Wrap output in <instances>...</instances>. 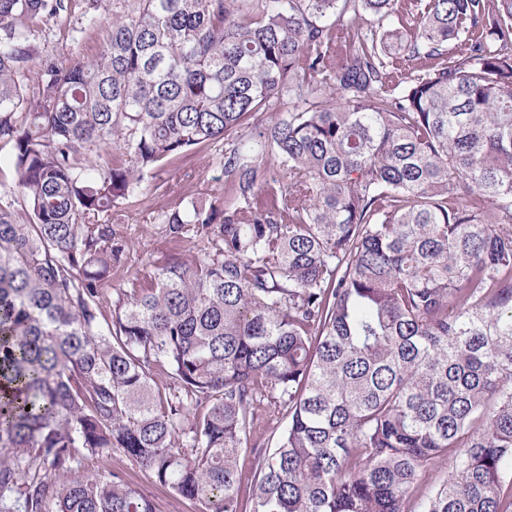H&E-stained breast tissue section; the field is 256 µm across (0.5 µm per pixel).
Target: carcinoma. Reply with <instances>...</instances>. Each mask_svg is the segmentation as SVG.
Returning <instances> with one entry per match:
<instances>
[{
    "mask_svg": "<svg viewBox=\"0 0 512 512\" xmlns=\"http://www.w3.org/2000/svg\"><path fill=\"white\" fill-rule=\"evenodd\" d=\"M67 9L0 0V512H155L112 449L203 512H512V0H118L31 95ZM218 145L105 305L112 214ZM99 8L91 9V0H68V10L58 18L36 24L29 37L31 48L41 58L67 66L74 60L96 58L108 37L105 21L112 20L113 0H99ZM96 13L102 19L97 25H89L87 18ZM82 33H77L80 31Z\"/></svg>",
    "mask_w": 512,
    "mask_h": 512,
    "instance_id": "1",
    "label": "carcinoma"
}]
</instances>
